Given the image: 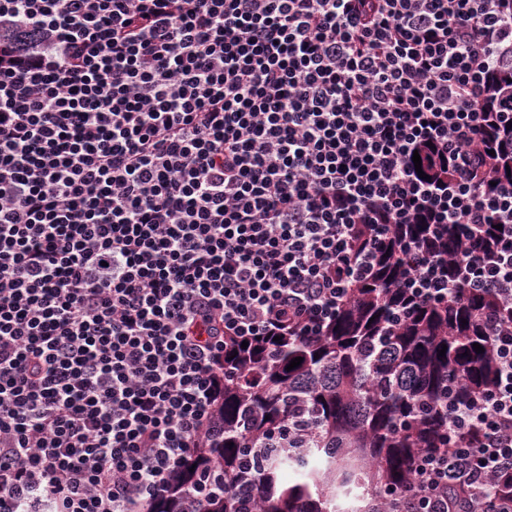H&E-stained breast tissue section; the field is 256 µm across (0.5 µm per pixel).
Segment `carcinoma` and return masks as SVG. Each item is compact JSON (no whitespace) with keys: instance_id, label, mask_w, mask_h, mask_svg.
<instances>
[{"instance_id":"cac0c4a2","label":"carcinoma","mask_w":512,"mask_h":512,"mask_svg":"<svg viewBox=\"0 0 512 512\" xmlns=\"http://www.w3.org/2000/svg\"><path fill=\"white\" fill-rule=\"evenodd\" d=\"M485 140L499 147L481 157L482 187L511 183L512 128L493 123ZM427 231L391 225L371 276L352 284L320 335L227 345L215 405L223 437L201 439L144 512H197L202 474L210 477L204 512H395L388 494L411 486L416 457L447 447L448 396L464 402L498 375L486 324H512V305L464 288L402 311L403 245ZM456 235L454 224L439 228L450 268ZM296 357L301 364L285 370Z\"/></svg>"}]
</instances>
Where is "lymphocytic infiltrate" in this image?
I'll list each match as a JSON object with an SVG mask.
<instances>
[{"label":"lymphocytic infiltrate","instance_id":"obj_1","mask_svg":"<svg viewBox=\"0 0 512 512\" xmlns=\"http://www.w3.org/2000/svg\"><path fill=\"white\" fill-rule=\"evenodd\" d=\"M1 28L0 512H141L218 432L225 338L321 334L390 225H457L463 287L512 303V183L474 169L512 121L485 109L501 0H0ZM408 247L405 288L447 297L443 255ZM492 339L494 387L449 402L405 512H512L487 487L512 328Z\"/></svg>","mask_w":512,"mask_h":512}]
</instances>
